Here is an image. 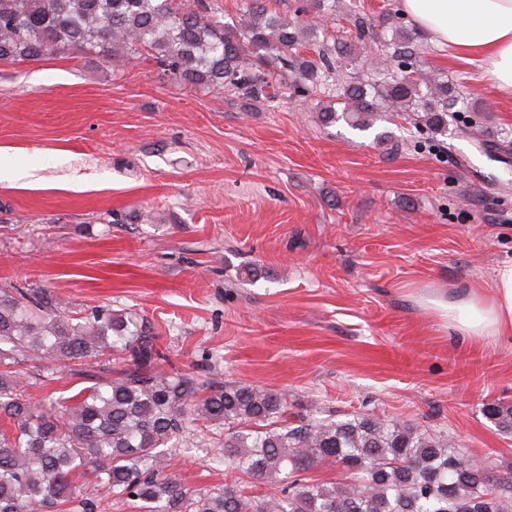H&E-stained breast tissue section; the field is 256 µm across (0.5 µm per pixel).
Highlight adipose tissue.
<instances>
[{"label":"adipose tissue","instance_id":"adipose-tissue-1","mask_svg":"<svg viewBox=\"0 0 512 512\" xmlns=\"http://www.w3.org/2000/svg\"><path fill=\"white\" fill-rule=\"evenodd\" d=\"M400 8L432 42L512 97V0H400ZM425 304L465 335L512 343V262L496 268L491 294L474 291L459 302L429 297Z\"/></svg>","mask_w":512,"mask_h":512}]
</instances>
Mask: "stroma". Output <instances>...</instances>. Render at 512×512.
<instances>
[{"label": "stroma", "mask_w": 512, "mask_h": 512, "mask_svg": "<svg viewBox=\"0 0 512 512\" xmlns=\"http://www.w3.org/2000/svg\"><path fill=\"white\" fill-rule=\"evenodd\" d=\"M355 1L390 34L398 0H334L331 29ZM386 65L340 62L336 81L440 74L443 133L323 124L329 91L249 112L143 60L0 63V164L38 181L0 182V288L146 317L175 368L288 391L304 414H382L512 472L482 413L512 405V346L423 304L491 291L512 262V98L422 33ZM174 454L189 487L231 477L197 429Z\"/></svg>", "instance_id": "35a3bbf8"}]
</instances>
